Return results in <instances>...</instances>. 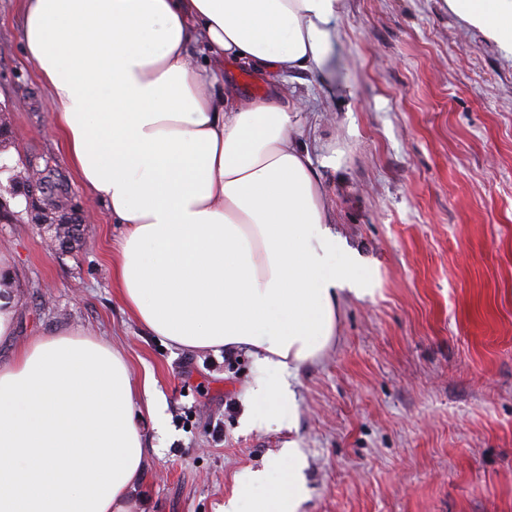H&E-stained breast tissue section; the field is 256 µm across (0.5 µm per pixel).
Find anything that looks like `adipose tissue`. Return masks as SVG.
<instances>
[{"label":"adipose tissue","instance_id":"adipose-tissue-1","mask_svg":"<svg viewBox=\"0 0 512 512\" xmlns=\"http://www.w3.org/2000/svg\"><path fill=\"white\" fill-rule=\"evenodd\" d=\"M512 57V0H445ZM343 0H24L25 51L88 195L123 231L117 288L155 335L247 346L266 368L260 412L297 420L285 375L336 334L365 272L336 233L290 79L322 69ZM205 68L189 61L192 47ZM264 76L236 105L226 62ZM129 366L111 343L59 330L0 366V512H133L145 443ZM285 448L239 476L225 512H298Z\"/></svg>","mask_w":512,"mask_h":512}]
</instances>
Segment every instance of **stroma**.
<instances>
[{"label": "stroma", "mask_w": 512, "mask_h": 512, "mask_svg": "<svg viewBox=\"0 0 512 512\" xmlns=\"http://www.w3.org/2000/svg\"><path fill=\"white\" fill-rule=\"evenodd\" d=\"M323 69L302 74L308 148L332 223L370 271L343 293L332 344L292 372L295 427L242 418L262 367L249 350L154 335L112 283L122 231L88 197L24 50L20 0H0V182L58 168L93 216L54 250L7 197L0 251L17 328L0 363L59 329L112 343L134 388L146 456L137 512H224L238 476L294 444L300 512H512V58L445 0H344Z\"/></svg>", "instance_id": "1"}]
</instances>
